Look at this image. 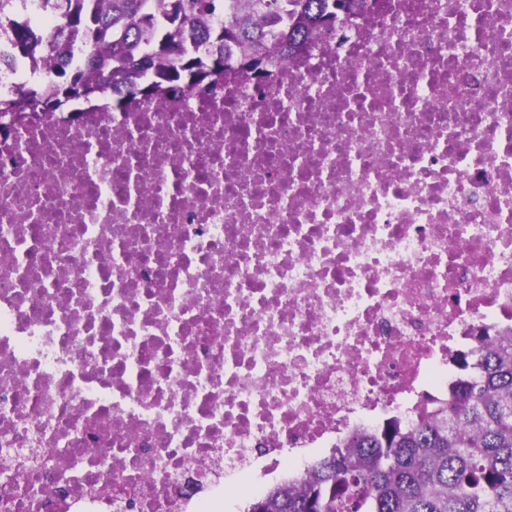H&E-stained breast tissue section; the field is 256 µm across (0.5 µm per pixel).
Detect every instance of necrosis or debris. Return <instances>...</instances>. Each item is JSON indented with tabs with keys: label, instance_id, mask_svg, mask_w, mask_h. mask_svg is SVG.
Segmentation results:
<instances>
[{
	"label": "necrosis or debris",
	"instance_id": "1",
	"mask_svg": "<svg viewBox=\"0 0 512 512\" xmlns=\"http://www.w3.org/2000/svg\"><path fill=\"white\" fill-rule=\"evenodd\" d=\"M270 71L0 135V512H230L512 329V0H369Z\"/></svg>",
	"mask_w": 512,
	"mask_h": 512
}]
</instances>
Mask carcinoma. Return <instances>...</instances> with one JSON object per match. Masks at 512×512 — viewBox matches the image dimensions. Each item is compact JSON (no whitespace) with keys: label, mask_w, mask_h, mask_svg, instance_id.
I'll return each mask as SVG.
<instances>
[{"label":"carcinoma","mask_w":512,"mask_h":512,"mask_svg":"<svg viewBox=\"0 0 512 512\" xmlns=\"http://www.w3.org/2000/svg\"><path fill=\"white\" fill-rule=\"evenodd\" d=\"M44 0L60 18L46 48L49 79L0 91V118L55 112L76 99L108 96L112 108L159 94H204L224 74L269 77L273 59L306 49L324 29L355 17L367 0ZM25 0H0V43L13 56L39 44L16 21ZM237 25L213 23L224 8ZM261 14L273 25L255 23ZM446 399L409 423L360 430L315 461L301 484L277 483L244 512H512V332L477 338Z\"/></svg>","instance_id":"carcinoma-1"}]
</instances>
